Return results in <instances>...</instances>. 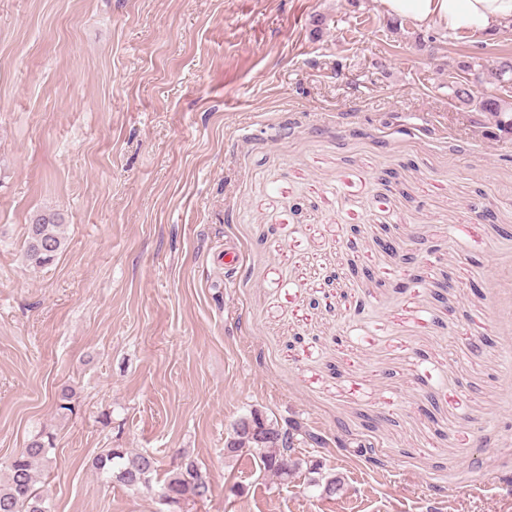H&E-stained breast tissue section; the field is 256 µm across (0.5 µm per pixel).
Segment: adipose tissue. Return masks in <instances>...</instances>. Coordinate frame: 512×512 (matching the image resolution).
<instances>
[{
  "mask_svg": "<svg viewBox=\"0 0 512 512\" xmlns=\"http://www.w3.org/2000/svg\"><path fill=\"white\" fill-rule=\"evenodd\" d=\"M381 4L390 16L451 29L490 32L512 19V0H381Z\"/></svg>",
  "mask_w": 512,
  "mask_h": 512,
  "instance_id": "ef3b65f1",
  "label": "adipose tissue"
}]
</instances>
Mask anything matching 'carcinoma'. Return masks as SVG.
Returning a JSON list of instances; mask_svg holds the SVG:
<instances>
[{
	"mask_svg": "<svg viewBox=\"0 0 512 512\" xmlns=\"http://www.w3.org/2000/svg\"><path fill=\"white\" fill-rule=\"evenodd\" d=\"M448 97L463 103L474 100L473 84L458 80L448 82ZM479 108L496 118L500 128L512 117V107L496 97L479 101ZM64 246L63 224L55 213L39 212L28 225L25 257L33 268L52 264ZM232 447L225 455L233 457L247 448L259 450L264 473L279 481H287L301 466V459L292 458L295 436L303 434L318 443L320 437L297 422L283 430L278 424L263 418L254 411L241 417L233 428ZM52 442L45 435H34L26 447L9 463L4 478H0V512H51L48 499L36 487L37 469L46 461ZM93 468L106 482L114 480L128 489L139 491L150 487L158 469V460L148 452H131L126 448H110L96 457ZM321 467L310 462L309 472L315 474L310 486L327 493L336 492L338 480L320 474ZM162 493L167 499L168 512H182L189 502L206 501L212 497L213 485L207 472L195 460L184 455L179 463L166 471Z\"/></svg>",
	"mask_w": 512,
	"mask_h": 512,
	"instance_id": "cac0c4a2",
	"label": "carcinoma"
}]
</instances>
